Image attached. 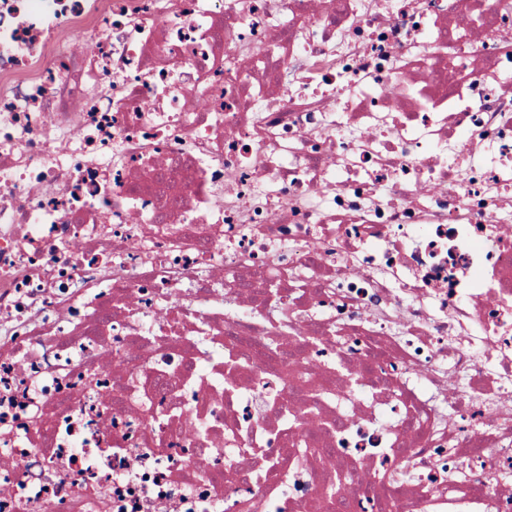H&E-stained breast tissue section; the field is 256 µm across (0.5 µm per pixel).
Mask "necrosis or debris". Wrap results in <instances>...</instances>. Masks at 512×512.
Returning <instances> with one entry per match:
<instances>
[{
  "instance_id": "4bbe7bcc",
  "label": "necrosis or debris",
  "mask_w": 512,
  "mask_h": 512,
  "mask_svg": "<svg viewBox=\"0 0 512 512\" xmlns=\"http://www.w3.org/2000/svg\"><path fill=\"white\" fill-rule=\"evenodd\" d=\"M0 512H512V0H0Z\"/></svg>"
}]
</instances>
